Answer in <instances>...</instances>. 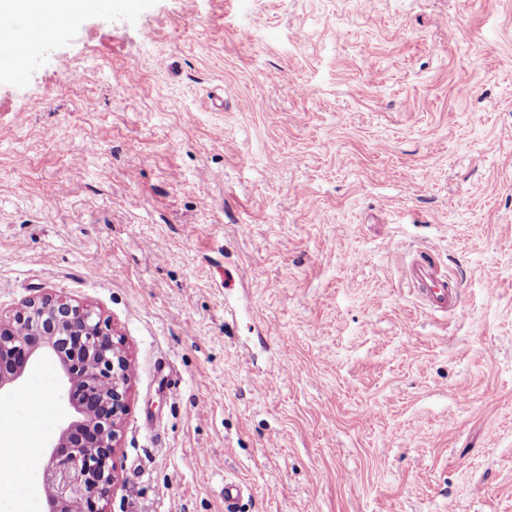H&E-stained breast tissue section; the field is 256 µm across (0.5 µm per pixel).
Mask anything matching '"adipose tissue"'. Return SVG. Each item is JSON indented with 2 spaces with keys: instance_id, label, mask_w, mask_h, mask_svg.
I'll return each mask as SVG.
<instances>
[{
  "instance_id": "obj_1",
  "label": "adipose tissue",
  "mask_w": 512,
  "mask_h": 512,
  "mask_svg": "<svg viewBox=\"0 0 512 512\" xmlns=\"http://www.w3.org/2000/svg\"><path fill=\"white\" fill-rule=\"evenodd\" d=\"M84 10V0H0V15L18 21L41 16L51 22L75 19ZM41 428L35 423L0 432V512H31L32 504L20 495L18 485L37 453Z\"/></svg>"
}]
</instances>
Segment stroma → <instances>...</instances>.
<instances>
[{"label":"stroma","mask_w":512,"mask_h":512,"mask_svg":"<svg viewBox=\"0 0 512 512\" xmlns=\"http://www.w3.org/2000/svg\"><path fill=\"white\" fill-rule=\"evenodd\" d=\"M45 292L132 360L107 512H512V0L53 30L0 66V309ZM405 273L432 311L448 313L460 309L456 280L449 278L448 273L441 271L424 253L416 254L409 260Z\"/></svg>","instance_id":"35a3bbf8"}]
</instances>
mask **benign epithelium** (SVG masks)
I'll return each instance as SVG.
<instances>
[{
    "mask_svg": "<svg viewBox=\"0 0 512 512\" xmlns=\"http://www.w3.org/2000/svg\"><path fill=\"white\" fill-rule=\"evenodd\" d=\"M43 356L61 375L56 401L67 418L39 484L50 512H107L117 481L118 430L128 409L132 363L108 321L44 293L0 315V389Z\"/></svg>",
    "mask_w": 512,
    "mask_h": 512,
    "instance_id": "1",
    "label": "benign epithelium"
}]
</instances>
